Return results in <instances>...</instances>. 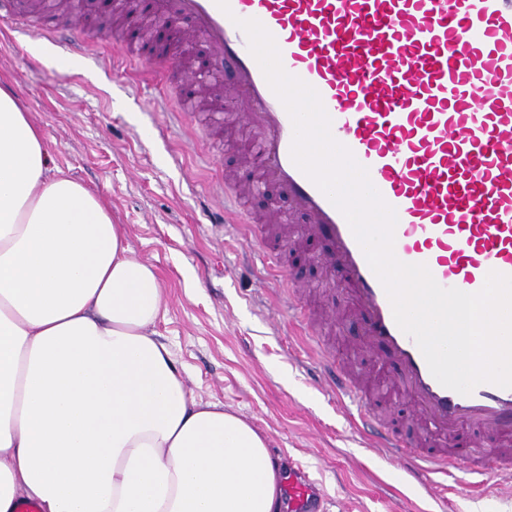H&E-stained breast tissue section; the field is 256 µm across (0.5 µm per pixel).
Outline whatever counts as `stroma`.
I'll return each mask as SVG.
<instances>
[{"instance_id":"obj_1","label":"stroma","mask_w":512,"mask_h":512,"mask_svg":"<svg viewBox=\"0 0 512 512\" xmlns=\"http://www.w3.org/2000/svg\"><path fill=\"white\" fill-rule=\"evenodd\" d=\"M80 18L56 10L47 24L55 44L24 35L0 20V86L10 88L43 132L54 163L99 195L115 223L125 225L132 257L152 265L165 288V315L156 330L184 371L189 391L222 402L268 439L276 463L301 467L318 480L328 512H512V478L488 475L482 498L465 492L461 469L448 471V494L414 479L364 439L336 401L313 381L319 365L284 315L258 257L246 254L237 228L218 223L211 186L222 174L244 177L249 131L232 112L189 101L206 126L194 132L169 124L164 105L177 91L161 79L142 81L148 51L112 50L122 21L113 0H79ZM257 213L279 218L301 236L289 273L311 292L313 309L340 300L342 284L323 262L307 223L284 196ZM354 323L336 327L334 354L364 381L396 378L392 364L365 357Z\"/></svg>"}]
</instances>
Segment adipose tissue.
Instances as JSON below:
<instances>
[{
	"mask_svg": "<svg viewBox=\"0 0 512 512\" xmlns=\"http://www.w3.org/2000/svg\"><path fill=\"white\" fill-rule=\"evenodd\" d=\"M164 303L0 88V512H280L266 436L187 390Z\"/></svg>",
	"mask_w": 512,
	"mask_h": 512,
	"instance_id": "adipose-tissue-1",
	"label": "adipose tissue"
}]
</instances>
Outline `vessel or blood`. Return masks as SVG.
<instances>
[{"mask_svg":"<svg viewBox=\"0 0 512 512\" xmlns=\"http://www.w3.org/2000/svg\"><path fill=\"white\" fill-rule=\"evenodd\" d=\"M164 0L166 16L193 20L189 36L209 48L210 74L238 94L240 121L255 136L256 181L219 186L224 221L238 225L262 254L282 301L321 359L316 383L354 406L356 428L413 477L462 466L483 489L491 471L512 476V388L492 383L462 395L431 374L415 341L396 324L381 282L347 221L291 158L293 124L248 50L234 18L257 19L274 36L284 69L313 86L332 120L336 140L369 170L395 208L394 252L428 267L436 282L466 293L482 289L489 272L512 275V0ZM274 180L306 216L325 261L342 280L343 299L361 322V349L398 370L397 387L413 418L438 440L476 430L463 449L415 447L385 425L355 374L317 341L322 320L306 314L280 253L266 251L246 206L262 181ZM288 512H317L318 483L286 472Z\"/></svg>","mask_w":512,"mask_h":512,"instance_id":"1","label":"vessel or blood"}]
</instances>
